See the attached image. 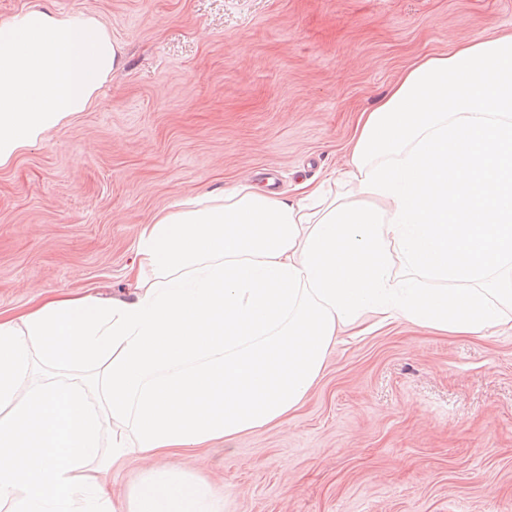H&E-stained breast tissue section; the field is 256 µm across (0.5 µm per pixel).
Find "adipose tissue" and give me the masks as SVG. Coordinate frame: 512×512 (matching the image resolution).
<instances>
[{
    "instance_id": "adipose-tissue-1",
    "label": "adipose tissue",
    "mask_w": 512,
    "mask_h": 512,
    "mask_svg": "<svg viewBox=\"0 0 512 512\" xmlns=\"http://www.w3.org/2000/svg\"><path fill=\"white\" fill-rule=\"evenodd\" d=\"M120 63L92 15L0 22V166ZM345 180L358 199L250 183L184 198L142 226L129 296L0 316V504L113 512L111 471L151 454L165 461L125 512H223L178 452L286 423L340 330L512 324V31L417 57L362 112ZM39 366L62 375L34 381Z\"/></svg>"
}]
</instances>
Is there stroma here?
I'll return each mask as SVG.
<instances>
[{
	"label": "stroma",
	"instance_id": "stroma-1",
	"mask_svg": "<svg viewBox=\"0 0 512 512\" xmlns=\"http://www.w3.org/2000/svg\"><path fill=\"white\" fill-rule=\"evenodd\" d=\"M98 17L122 65L0 167V312L129 293L142 224L179 198L344 172L360 111L416 55L512 30V0H0ZM224 512H512V330L345 338L289 423L181 452Z\"/></svg>",
	"mask_w": 512,
	"mask_h": 512
}]
</instances>
